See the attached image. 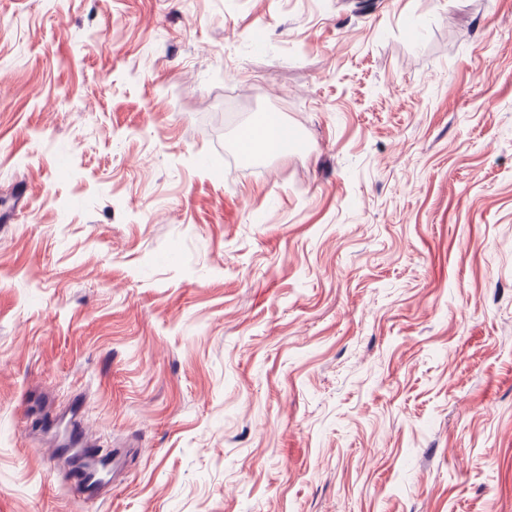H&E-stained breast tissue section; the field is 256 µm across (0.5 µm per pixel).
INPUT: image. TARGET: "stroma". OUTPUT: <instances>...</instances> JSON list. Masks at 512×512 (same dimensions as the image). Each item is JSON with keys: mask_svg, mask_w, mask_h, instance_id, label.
<instances>
[{"mask_svg": "<svg viewBox=\"0 0 512 512\" xmlns=\"http://www.w3.org/2000/svg\"><path fill=\"white\" fill-rule=\"evenodd\" d=\"M0 512H512V0H0ZM247 139L252 146L260 147L265 154H282L288 151L291 134L278 112H262L261 119L248 126ZM106 482L89 464L76 466L71 470L68 492L75 498L90 500Z\"/></svg>", "mask_w": 512, "mask_h": 512, "instance_id": "35a3bbf8", "label": "stroma"}]
</instances>
